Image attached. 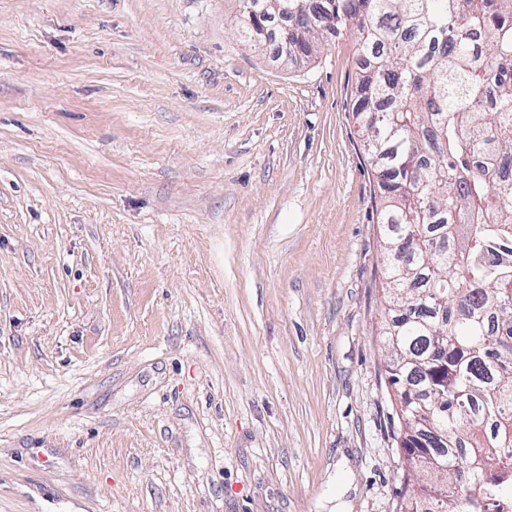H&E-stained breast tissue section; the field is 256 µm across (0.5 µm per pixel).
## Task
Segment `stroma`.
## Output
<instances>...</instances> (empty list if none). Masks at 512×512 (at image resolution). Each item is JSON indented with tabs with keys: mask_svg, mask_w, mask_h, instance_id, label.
<instances>
[{
	"mask_svg": "<svg viewBox=\"0 0 512 512\" xmlns=\"http://www.w3.org/2000/svg\"><path fill=\"white\" fill-rule=\"evenodd\" d=\"M359 65L0 0V512H397Z\"/></svg>",
	"mask_w": 512,
	"mask_h": 512,
	"instance_id": "1",
	"label": "stroma"
}]
</instances>
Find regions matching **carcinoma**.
<instances>
[{"mask_svg": "<svg viewBox=\"0 0 512 512\" xmlns=\"http://www.w3.org/2000/svg\"><path fill=\"white\" fill-rule=\"evenodd\" d=\"M247 38L310 56L350 29L380 188L388 382L404 483L439 512L512 495V0H239ZM480 155L484 164L476 166Z\"/></svg>", "mask_w": 512, "mask_h": 512, "instance_id": "carcinoma-1", "label": "carcinoma"}]
</instances>
